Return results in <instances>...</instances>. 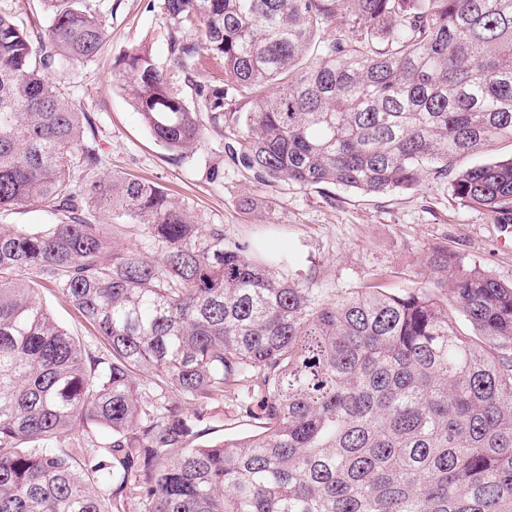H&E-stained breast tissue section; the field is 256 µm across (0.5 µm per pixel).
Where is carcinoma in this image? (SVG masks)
Returning a JSON list of instances; mask_svg holds the SVG:
<instances>
[{
	"mask_svg": "<svg viewBox=\"0 0 512 512\" xmlns=\"http://www.w3.org/2000/svg\"><path fill=\"white\" fill-rule=\"evenodd\" d=\"M39 2L38 31L0 12V212L54 217L0 224V512H512V283L433 248L426 286L319 303L158 185L100 175L94 122L62 79L101 52L104 17L96 0ZM164 8L200 23L195 40L171 37L174 67L224 66L190 106L149 50L119 62L171 155L241 123L224 151L262 185L380 195L447 179L512 224V156L460 165L512 141V0ZM321 28L336 37L316 41ZM114 222L141 226L160 257L111 247ZM44 282L106 354L85 361L38 300ZM137 370L158 402H140ZM227 391L256 430L199 442ZM51 222L50 214L36 205L0 213V224H50Z\"/></svg>",
	"mask_w": 512,
	"mask_h": 512,
	"instance_id": "1",
	"label": "carcinoma"
}]
</instances>
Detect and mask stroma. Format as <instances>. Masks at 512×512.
I'll return each mask as SVG.
<instances>
[{
	"instance_id": "1",
	"label": "stroma",
	"mask_w": 512,
	"mask_h": 512,
	"mask_svg": "<svg viewBox=\"0 0 512 512\" xmlns=\"http://www.w3.org/2000/svg\"><path fill=\"white\" fill-rule=\"evenodd\" d=\"M107 42L95 60L75 66L69 78L71 102L91 113L101 146L100 170L122 171L159 184L201 229L218 226L225 242H247L259 252L283 260L289 277L331 301L351 288L378 286L392 291L426 282L425 254L445 246L498 280L512 282V247L501 246L503 233L487 213L455 199L443 181L425 179L413 190L367 196L331 187L306 189L280 183L262 186L238 170L224 154V139L206 132L193 157L181 160L163 150L141 121L115 69L122 56L148 47L159 66L169 64L176 30L163 0H101ZM220 167L221 180L210 171ZM263 200L256 211L240 202ZM39 299L57 322L77 336L86 351L101 343L94 328L79 317L54 286Z\"/></svg>"
}]
</instances>
